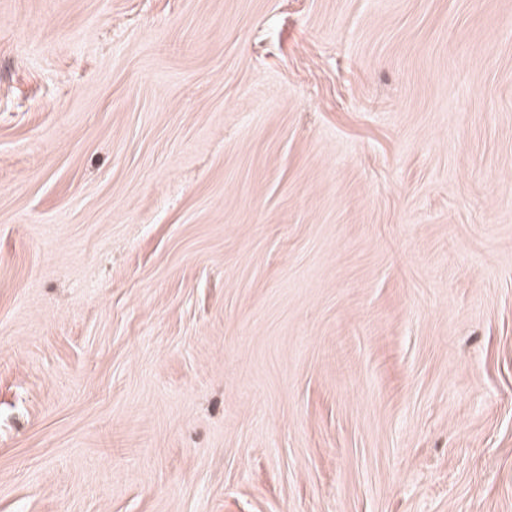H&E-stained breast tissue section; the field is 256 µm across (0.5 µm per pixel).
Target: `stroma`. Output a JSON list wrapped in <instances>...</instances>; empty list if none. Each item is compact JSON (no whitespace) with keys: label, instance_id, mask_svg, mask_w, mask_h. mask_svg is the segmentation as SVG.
I'll use <instances>...</instances> for the list:
<instances>
[{"label":"stroma","instance_id":"stroma-1","mask_svg":"<svg viewBox=\"0 0 512 512\" xmlns=\"http://www.w3.org/2000/svg\"><path fill=\"white\" fill-rule=\"evenodd\" d=\"M0 512H512V0H0Z\"/></svg>","mask_w":512,"mask_h":512}]
</instances>
